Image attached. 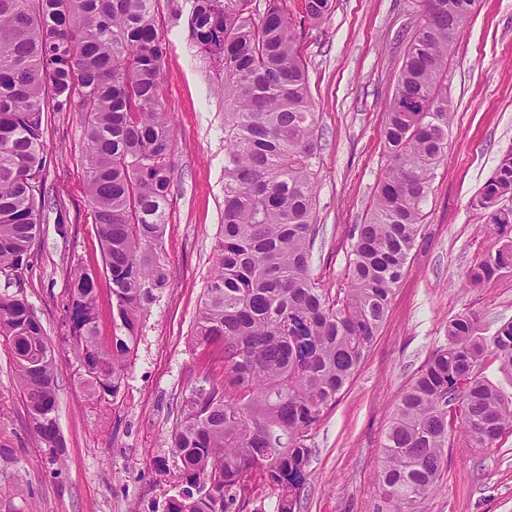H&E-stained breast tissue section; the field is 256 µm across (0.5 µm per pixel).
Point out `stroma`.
<instances>
[{"label": "stroma", "mask_w": 512, "mask_h": 512, "mask_svg": "<svg viewBox=\"0 0 512 512\" xmlns=\"http://www.w3.org/2000/svg\"><path fill=\"white\" fill-rule=\"evenodd\" d=\"M194 0H156L165 43L159 101L174 122V174L161 254L168 282L141 315L135 350L114 403L89 404L73 381L66 340L68 288L102 255L82 167L83 128L52 112L44 133L51 201L18 283L59 353L61 465L49 464L30 430L12 356L0 345V512H163L179 481L172 431L202 374L221 377L219 355L191 341L224 212V99L218 76L189 32ZM421 0H336L306 27L300 52L317 106L320 152L311 268L325 288L345 287L350 232L375 201L386 170L384 113ZM453 114L447 155L387 320L335 406L311 431L303 512H393L378 481L382 446L400 394L447 342L450 319L475 314L484 335L512 321V272L478 286L467 270L503 242L485 227L478 191L512 150V0H478L448 61ZM65 226H58V216ZM103 341L115 332L107 277L97 284ZM406 512H512V433L492 447L455 435L436 486Z\"/></svg>", "instance_id": "35a3bbf8"}]
</instances>
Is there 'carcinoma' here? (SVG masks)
Returning <instances> with one entry per match:
<instances>
[{
  "label": "carcinoma",
  "instance_id": "1",
  "mask_svg": "<svg viewBox=\"0 0 512 512\" xmlns=\"http://www.w3.org/2000/svg\"><path fill=\"white\" fill-rule=\"evenodd\" d=\"M154 0H0V273L26 269L46 202V112L83 126V172L120 321L99 336L97 273L71 277L69 345L86 398L120 393L139 317L168 273L158 246L173 181L172 131L159 88L166 54ZM195 0L194 43L222 74L224 220L201 297L195 345L219 349L222 379L205 376L173 434L181 488L167 512H248L255 475L277 490L273 512H300L309 432L350 382L384 324L423 220L422 207L451 134L448 57L477 0H422L387 104V170L374 208L351 234L348 284L336 293L311 272L316 106L300 54L305 22L334 0ZM486 227H512V152L483 183ZM512 271V239L471 266L479 284ZM8 345L29 424L48 459L61 461L58 362L28 300L0 293ZM512 376V321L493 335L478 319L448 322L437 349L399 396L385 432L379 481L394 512L427 494L447 464L453 425L477 447L512 432V396L481 376L488 356Z\"/></svg>",
  "mask_w": 512,
  "mask_h": 512
}]
</instances>
